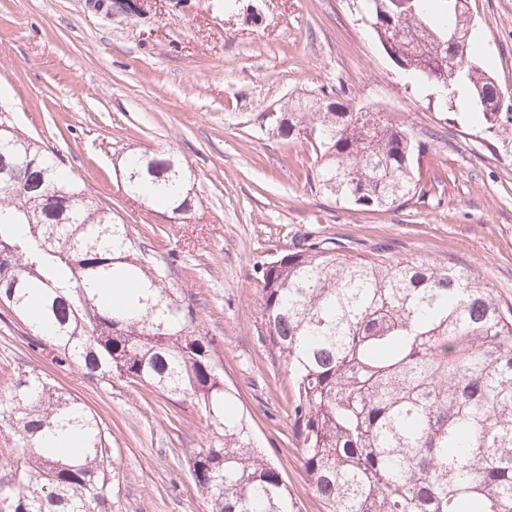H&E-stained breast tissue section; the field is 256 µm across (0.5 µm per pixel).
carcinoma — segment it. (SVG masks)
Returning a JSON list of instances; mask_svg holds the SVG:
<instances>
[{
	"instance_id": "obj_1",
	"label": "carcinoma",
	"mask_w": 512,
	"mask_h": 512,
	"mask_svg": "<svg viewBox=\"0 0 512 512\" xmlns=\"http://www.w3.org/2000/svg\"><path fill=\"white\" fill-rule=\"evenodd\" d=\"M373 35L405 54L415 82L448 80L440 107L469 87L483 129L512 143V114L489 74L450 53L470 32L471 0H361ZM339 91L288 107L278 134L309 143L310 187L369 208L428 193L422 164L437 137L390 112H355ZM0 308L37 331L56 362L100 384L118 379L202 409L211 432L188 459L208 512H300L282 473L233 409L224 364L144 246L92 204L44 143L0 130ZM128 167L126 188L176 212L187 171ZM61 191L58 222L47 196ZM262 340L288 368V417L300 466L324 512H512V308L474 268L373 259L332 238L300 236L257 271ZM132 288L119 301L106 286ZM106 429L78 399L34 372L0 395V503L8 512H112Z\"/></svg>"
}]
</instances>
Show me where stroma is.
Returning <instances> with one entry per match:
<instances>
[{
  "instance_id": "obj_1",
  "label": "stroma",
  "mask_w": 512,
  "mask_h": 512,
  "mask_svg": "<svg viewBox=\"0 0 512 512\" xmlns=\"http://www.w3.org/2000/svg\"><path fill=\"white\" fill-rule=\"evenodd\" d=\"M359 0H0V113L44 142L112 208L186 298L249 411L262 448L302 512H322L293 454L288 370L261 338L256 270L295 236L347 250L475 266L512 307V152L483 131L472 105L439 109L387 56ZM476 61L512 105V0H475ZM354 107L439 132L425 161L429 192L370 211L310 190L316 156L278 135L270 113L321 88ZM166 151L192 173L180 220L129 195L130 155ZM29 327L0 310V393L37 371L77 396L110 433L119 482L112 512H207L187 460L204 438L186 402L96 384L32 349Z\"/></svg>"
}]
</instances>
